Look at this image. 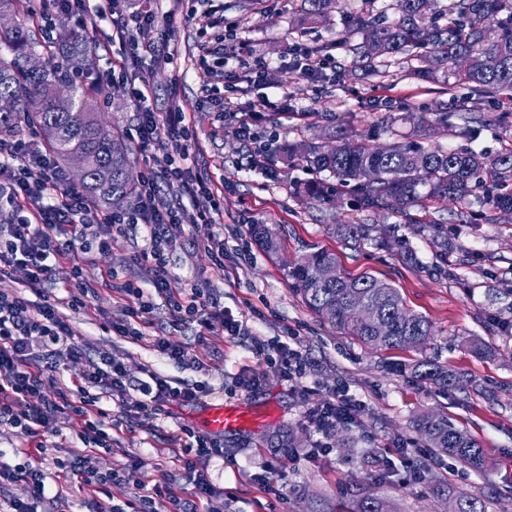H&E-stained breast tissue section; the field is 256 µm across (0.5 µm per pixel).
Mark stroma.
I'll list each match as a JSON object with an SVG mask.
<instances>
[{
	"instance_id": "1",
	"label": "stroma",
	"mask_w": 512,
	"mask_h": 512,
	"mask_svg": "<svg viewBox=\"0 0 512 512\" xmlns=\"http://www.w3.org/2000/svg\"><path fill=\"white\" fill-rule=\"evenodd\" d=\"M356 9L355 0H349L345 9H332L329 23L323 25L303 24L293 0H222L221 7L209 13L201 9L190 18L178 14L168 31L176 51L174 65L115 72L104 81L106 95L98 102L102 121L126 137L132 168L138 172L144 159L132 138L139 114L130 88L139 77L150 79L151 103L157 108L166 106L170 90H177L194 133L188 163L221 197L224 212L214 223L201 224L195 210L186 209V235L168 246V267L183 282L213 288L233 313L257 310V317L249 321L255 334L274 336L292 330L291 346L316 366L304 388L289 386L253 355L248 342L237 338H225L218 351L209 354L203 370L169 362L154 348V336L162 334L191 344L198 328L193 324L168 326L167 310L160 304L140 342H128L101 328L93 310L117 318L135 302L134 297L121 298L105 288V272L114 268L129 278H148L145 269L132 261L145 245L147 230L142 225L126 227L110 250L87 256L82 268L90 288L88 308L69 313L68 321L77 342L122 358L134 376L154 369L175 380H202L214 389L211 402L269 407V415L257 426L224 435L223 457L205 463L214 493L203 501L204 512H352L357 496L374 489L371 459L375 456L388 457L391 463L387 493L401 512H446L447 503L434 492L439 478L485 498L488 512H512V335L490 324L491 317L512 306V213L486 205L487 189H477L468 205L442 215L454 251L441 257L430 239L411 236L420 260L419 266L412 267L392 252L369 244L354 246L329 234V224L355 217L351 197L341 193L330 204L301 201L294 193L296 184L313 180L315 174L304 166L288 165L281 153L288 143L317 137L328 129L371 144L385 141L392 132L409 134L412 127L407 115L427 112L432 102L448 95H462V88L451 91L411 76L380 84L340 51L335 54L339 75L335 81L311 83L294 78L284 90L240 83L238 98L245 106L262 95L273 99L286 92L292 95L293 112L288 118L271 116L262 122V129L272 133L273 140L261 156L260 167L248 172L244 169L247 148L224 133L223 80L199 58L202 41L221 37L225 26L234 25L251 39L258 56L271 67L288 71L293 66L290 45L300 42L312 47L335 41ZM482 111L489 120L475 139L449 136L438 125L430 133V143L491 155L511 147L512 102L488 101ZM257 222L277 232L281 255L269 256L251 244L250 259L240 276L227 277L223 268L211 264L193 246L194 240L213 234L223 238L227 248H234L249 239V227ZM319 249L335 252L345 272L369 274L396 288L408 307L431 323L430 341L419 349L376 353L319 318L291 288L283 265L284 259ZM473 337L492 344L499 352L497 359L471 355L466 342ZM425 358L463 373L471 382L468 390L443 392L413 378L406 369H396L397 364L406 366ZM239 373L260 378V386L227 392V385ZM341 383L364 404L360 423L340 429L345 447L328 458L311 460L307 452L317 436L305 413L323 403ZM202 409L199 403H175L165 406L151 424L133 426L123 423L120 413H113L111 453L90 456L87 464L100 471L118 470L121 480L111 492L121 498L151 478L169 481L179 493L192 491L178 435L181 426L199 428ZM422 412L448 417L454 426L476 437L491 461L490 468L474 472L443 458L429 480L414 482L412 456L394 453L393 448L402 443L423 447L414 427ZM284 429L294 436L292 447L279 444ZM276 459L282 463L285 497L281 500L266 495L253 480Z\"/></svg>"
}]
</instances>
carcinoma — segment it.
Returning a JSON list of instances; mask_svg holds the SVG:
<instances>
[{
    "mask_svg": "<svg viewBox=\"0 0 512 512\" xmlns=\"http://www.w3.org/2000/svg\"><path fill=\"white\" fill-rule=\"evenodd\" d=\"M298 13L307 25L325 24L340 0H297ZM355 26L342 31L336 42L314 48L321 58L333 49L352 54L369 75L387 76L383 66L392 58L404 57L420 63L411 70L414 76L443 83L448 87L465 85L470 95L451 102L437 100L430 112L417 117L413 130L404 140L377 145L336 131L326 133L328 145L310 140L288 144V164H303L326 171L330 180L313 181L296 187L297 193L316 202L329 203L342 187L356 196L359 222L339 219L329 225L337 237L361 245L373 242L394 249L403 262L416 265L417 253L408 240L380 232L371 217L390 213L403 225L418 226L441 239L448 251V234L435 214L469 203L479 187L496 190L491 205L512 211V149L487 155L465 148L444 149L428 143L430 122L448 129V134L472 138L480 118L473 115L477 100L500 93L512 98V0H448L437 12L436 20L425 22L424 10L430 0H395L398 17L383 21L373 13L374 0H361ZM12 24L0 28V97L14 102L13 110L0 113V137L11 138L22 128L40 130L45 147L57 159L68 164L78 153L87 158L89 172L82 179V189L98 204L120 206L136 196L138 185L122 138L103 125L98 117L97 96L102 89L90 79L88 46L62 30L45 53L48 61L39 69L29 60L40 54L43 42L25 0H0V14ZM503 15L496 35H489L485 20ZM361 35L358 43L354 35ZM76 68L84 80L61 93L69 82V72ZM453 106L459 123H448V106ZM256 244L270 255L281 250L276 233L266 224L250 225ZM336 267V277L326 281L321 271ZM291 288L303 298L315 314L346 336L375 351L419 348L433 336L432 326L422 315L411 311L392 285L370 275L353 276L339 268L336 254L319 249L294 260L289 266ZM368 303L384 326L378 334L359 318L355 306ZM411 374L439 390L464 389L468 380L445 364L422 359L410 365ZM417 427L427 447L438 456H446L461 466L481 471L488 466L479 442L456 428L444 417L422 413ZM439 497L451 498L459 512H487L485 499L463 492L447 481L437 487ZM356 512H397L389 498L373 494L357 500Z\"/></svg>",
    "mask_w": 512,
    "mask_h": 512,
    "instance_id": "1",
    "label": "carcinoma"
}]
</instances>
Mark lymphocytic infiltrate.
Instances as JSON below:
<instances>
[{
  "label": "lymphocytic infiltrate",
  "instance_id": "f902f5d3",
  "mask_svg": "<svg viewBox=\"0 0 512 512\" xmlns=\"http://www.w3.org/2000/svg\"><path fill=\"white\" fill-rule=\"evenodd\" d=\"M38 2L35 13L47 23L60 13L67 14L73 26L83 32L89 24L107 23L113 37L127 44L131 59L146 56L163 65L175 59L170 42L160 36L159 26L170 23L176 12H159L154 0H145L138 11L127 15L118 12L114 0ZM201 50L204 57L214 58L223 68L225 81L248 82L255 76L271 84L278 81L277 70L253 56L237 27H225L223 39L203 43ZM151 94L146 80L130 91L140 112L136 135L146 161L137 202L124 213L96 207L27 136L0 139V208H9L8 213L0 211V280L12 276L19 267L26 272L25 290L0 291V425L21 428L37 443L35 452H17L16 464L0 462V497L8 512H38L39 505L47 502V474L33 456L47 451V438L55 433L59 414L70 410L82 416L79 438L86 453H108L112 436L107 425L112 412L103 408V401L115 402L127 422L140 425L167 404H195L213 392L209 383L178 381L156 370H145L140 378L131 376L124 361L109 355L93 358L85 345L75 341L64 311L86 306L89 290L81 279V255L86 248L83 233L89 226L98 227V248L102 251L111 248L115 236L123 234L127 225L142 224L149 230L146 246L133 261L151 265L155 294L147 296L135 282H120L115 273H108L106 288L139 296L140 302L127 308L120 320L105 319V330L132 343L141 341L155 300L160 297L171 324L198 325V341L224 335L251 336L256 357L296 387L311 370L308 357L281 337L252 336L247 319L227 310L211 289L199 284L182 286L168 270L165 251L185 233L180 217L184 207L192 206L200 222L210 224L220 213L221 203L208 183L186 164L190 136L179 101L169 98L165 111L157 112L148 104ZM288 112L284 99L273 101L261 96L245 108L228 96L224 99V129L241 143H256L262 119ZM166 186L178 189L179 199H167L162 193ZM60 267L67 273V297L44 295L43 283ZM80 359L85 360L86 367L79 377L69 384L61 380L69 362ZM362 410V403L342 384L322 405L307 410V422L318 436L317 456L332 453V434L357 423ZM185 435L181 451L194 485L189 497L175 493L167 482L147 480L130 498L117 500L110 487L119 482L118 471L89 469L84 455L74 453L55 459L54 466L58 474L76 477L86 490L83 506L88 512H201L200 503L211 496L213 488L197 464L223 456L224 446L190 429ZM17 482L27 485L29 497H8L9 486Z\"/></svg>",
  "mask_w": 512,
  "mask_h": 512
}]
</instances>
